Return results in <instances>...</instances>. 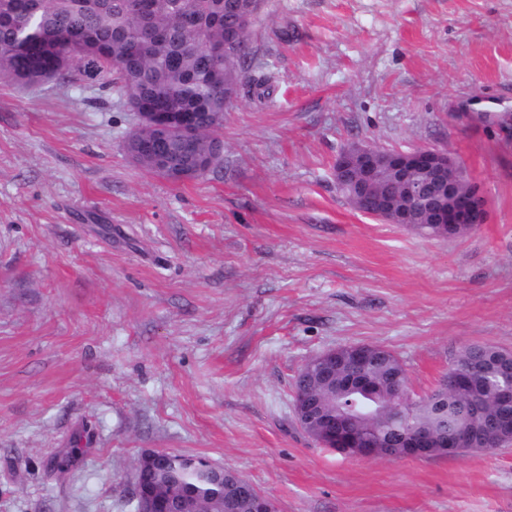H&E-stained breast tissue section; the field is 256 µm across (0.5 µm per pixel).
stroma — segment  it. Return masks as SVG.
<instances>
[{
  "label": "stroma",
  "instance_id": "stroma-1",
  "mask_svg": "<svg viewBox=\"0 0 512 512\" xmlns=\"http://www.w3.org/2000/svg\"><path fill=\"white\" fill-rule=\"evenodd\" d=\"M222 162L134 164L126 99L0 83V512H136L141 455L234 470L279 512H512V446L361 459L294 420L317 354L383 346L412 390L512 349V0H265ZM447 150L484 196L428 238L353 208L339 153ZM76 448L66 469L57 453Z\"/></svg>",
  "mask_w": 512,
  "mask_h": 512
}]
</instances>
